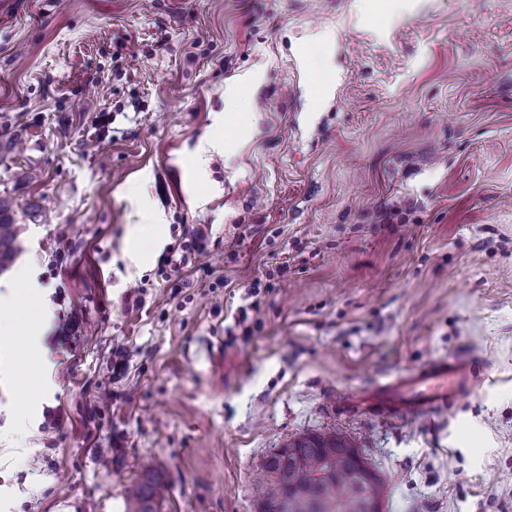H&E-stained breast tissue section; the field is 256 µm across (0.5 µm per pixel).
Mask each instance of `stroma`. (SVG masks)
I'll use <instances>...</instances> for the list:
<instances>
[{
	"label": "stroma",
	"mask_w": 512,
	"mask_h": 512,
	"mask_svg": "<svg viewBox=\"0 0 512 512\" xmlns=\"http://www.w3.org/2000/svg\"><path fill=\"white\" fill-rule=\"evenodd\" d=\"M219 112L240 148L197 152ZM1 196L52 320L38 384L0 372V512H127L148 464L160 512H256L264 458L324 429L382 512H512V0H0ZM149 210L202 268L131 245ZM465 354L428 418L337 404ZM204 237L203 231L198 230L191 235V243L189 240L176 241L167 248L162 262L166 267H170V271L177 273L188 263L195 264L199 256L206 253L203 246ZM192 255L194 256V261L192 260Z\"/></svg>",
	"instance_id": "stroma-1"
}]
</instances>
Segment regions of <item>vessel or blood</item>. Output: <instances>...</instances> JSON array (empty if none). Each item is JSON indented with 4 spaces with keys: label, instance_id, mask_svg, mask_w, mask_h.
<instances>
[{
    "label": "vessel or blood",
    "instance_id": "1",
    "mask_svg": "<svg viewBox=\"0 0 512 512\" xmlns=\"http://www.w3.org/2000/svg\"><path fill=\"white\" fill-rule=\"evenodd\" d=\"M474 370V361L468 356L450 362L438 360L417 374L392 379L378 396L355 397L347 405L362 410L376 403L394 417H424L470 393Z\"/></svg>",
    "mask_w": 512,
    "mask_h": 512
}]
</instances>
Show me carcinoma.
I'll list each match as a JSON object with an SVG mask.
<instances>
[{
    "label": "carcinoma",
    "mask_w": 512,
    "mask_h": 512,
    "mask_svg": "<svg viewBox=\"0 0 512 512\" xmlns=\"http://www.w3.org/2000/svg\"><path fill=\"white\" fill-rule=\"evenodd\" d=\"M17 228L12 211L0 198V270L17 255ZM270 489L259 512H365L380 504L387 488L347 435L336 430L295 436L262 462ZM165 483L146 470L130 491L129 512H159Z\"/></svg>",
    "instance_id": "cac0c4a2"
}]
</instances>
